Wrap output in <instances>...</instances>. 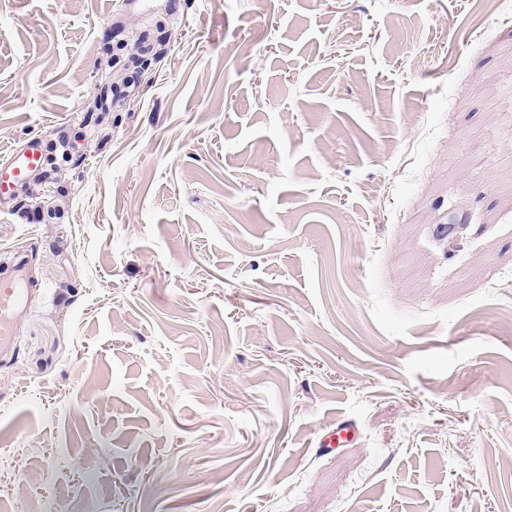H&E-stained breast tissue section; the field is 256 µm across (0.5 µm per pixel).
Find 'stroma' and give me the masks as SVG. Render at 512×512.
<instances>
[{
    "mask_svg": "<svg viewBox=\"0 0 512 512\" xmlns=\"http://www.w3.org/2000/svg\"><path fill=\"white\" fill-rule=\"evenodd\" d=\"M36 134L0 512H512V0H0ZM356 438V424L349 420L342 421L320 437L316 448L322 451H334L337 448L353 443Z\"/></svg>",
    "mask_w": 512,
    "mask_h": 512,
    "instance_id": "stroma-1",
    "label": "stroma"
}]
</instances>
